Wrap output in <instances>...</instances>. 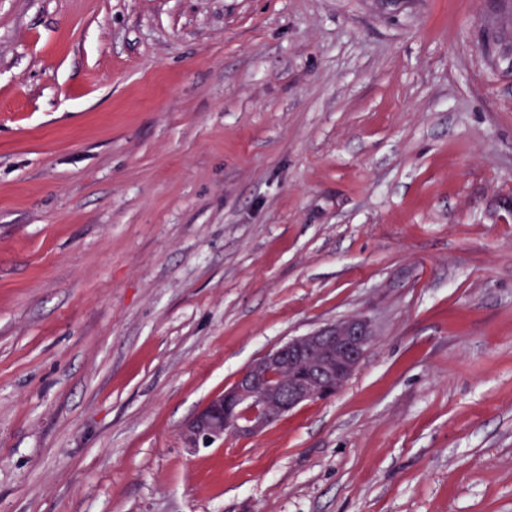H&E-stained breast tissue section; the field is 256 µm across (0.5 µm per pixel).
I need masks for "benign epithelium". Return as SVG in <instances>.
<instances>
[{
  "mask_svg": "<svg viewBox=\"0 0 512 512\" xmlns=\"http://www.w3.org/2000/svg\"><path fill=\"white\" fill-rule=\"evenodd\" d=\"M374 336L363 316L288 339L246 367L183 427L187 450L256 437L299 406L336 395L359 368Z\"/></svg>",
  "mask_w": 512,
  "mask_h": 512,
  "instance_id": "benign-epithelium-1",
  "label": "benign epithelium"
}]
</instances>
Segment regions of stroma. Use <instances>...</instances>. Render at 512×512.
<instances>
[{"mask_svg":"<svg viewBox=\"0 0 512 512\" xmlns=\"http://www.w3.org/2000/svg\"><path fill=\"white\" fill-rule=\"evenodd\" d=\"M0 512H512V0H0ZM374 336L363 316L288 339L246 367L183 427L188 451L256 437L299 406L336 395L359 368Z\"/></svg>","mask_w":512,"mask_h":512,"instance_id":"obj_1","label":"stroma"}]
</instances>
